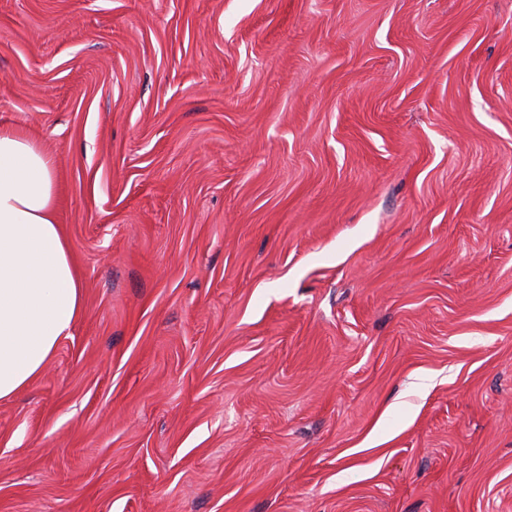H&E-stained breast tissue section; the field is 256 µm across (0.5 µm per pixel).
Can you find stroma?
Listing matches in <instances>:
<instances>
[{
  "label": "stroma",
  "instance_id": "35a3bbf8",
  "mask_svg": "<svg viewBox=\"0 0 512 512\" xmlns=\"http://www.w3.org/2000/svg\"><path fill=\"white\" fill-rule=\"evenodd\" d=\"M70 337L0 512H512V0H0Z\"/></svg>",
  "mask_w": 512,
  "mask_h": 512
}]
</instances>
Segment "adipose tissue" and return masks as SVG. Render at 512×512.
Returning a JSON list of instances; mask_svg holds the SVG:
<instances>
[{"instance_id":"ef3b65f1","label":"adipose tissue","mask_w":512,"mask_h":512,"mask_svg":"<svg viewBox=\"0 0 512 512\" xmlns=\"http://www.w3.org/2000/svg\"><path fill=\"white\" fill-rule=\"evenodd\" d=\"M50 154L0 126V399L40 375L83 308L82 280L57 221Z\"/></svg>"}]
</instances>
